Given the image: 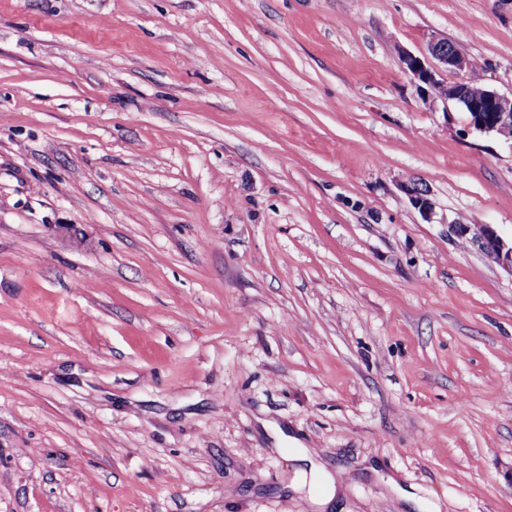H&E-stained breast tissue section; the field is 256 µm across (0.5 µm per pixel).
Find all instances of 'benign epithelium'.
<instances>
[{"label": "benign epithelium", "mask_w": 512, "mask_h": 512, "mask_svg": "<svg viewBox=\"0 0 512 512\" xmlns=\"http://www.w3.org/2000/svg\"><path fill=\"white\" fill-rule=\"evenodd\" d=\"M428 52L438 64L457 74L462 73L464 77L449 84L440 82L424 60L407 53L401 57L403 68L413 77L429 84L435 97L458 104L468 113L469 125L474 130L500 135L512 127V96L501 95L485 86L481 87L480 94L476 96L472 94V88L476 83L465 77V74L474 70V63L470 58L461 54L445 39L430 41ZM403 189L409 196L411 204L424 217H429L433 206L427 191L414 183L403 186ZM449 228L461 238L472 235V239L479 244L487 256L512 273V244H507L492 225L482 224L474 231L467 224H451Z\"/></svg>", "instance_id": "benign-epithelium-1"}]
</instances>
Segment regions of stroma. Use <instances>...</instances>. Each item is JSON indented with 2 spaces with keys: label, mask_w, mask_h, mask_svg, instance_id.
Returning a JSON list of instances; mask_svg holds the SVG:
<instances>
[{
  "label": "stroma",
  "mask_w": 512,
  "mask_h": 512,
  "mask_svg": "<svg viewBox=\"0 0 512 512\" xmlns=\"http://www.w3.org/2000/svg\"><path fill=\"white\" fill-rule=\"evenodd\" d=\"M512 0H0V512H512ZM433 204L423 217L402 191ZM428 52L430 57L438 64L457 74L464 73L466 75L475 68L472 60L461 54L448 40L438 39L430 41ZM403 68L414 78L429 84L436 98L443 102L451 100L458 104L469 115V125L476 131L512 135V94L510 97L499 94L485 86L478 85L467 77L445 84L435 78L434 72L425 60L403 54ZM479 86L481 93L473 95L471 90ZM508 129V130H507ZM472 239L494 262L512 273V238L508 245L492 225L481 224L473 233ZM304 478L308 477L313 492L311 496L312 504L317 508H327L337 495V478L324 467L311 463L309 471L303 472Z\"/></svg>",
  "instance_id": "35a3bbf8"
}]
</instances>
